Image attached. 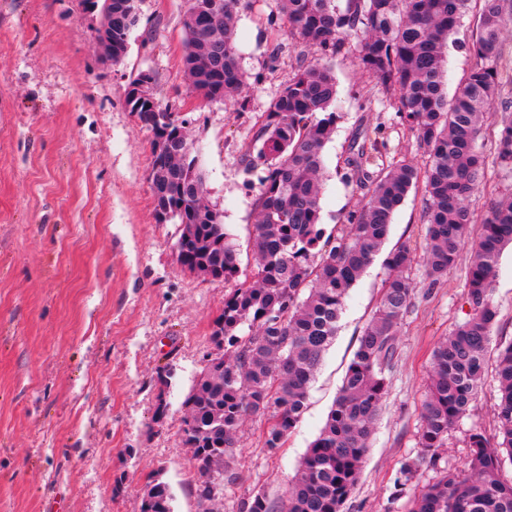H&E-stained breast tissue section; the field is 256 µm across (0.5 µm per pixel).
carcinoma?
Returning <instances> with one entry per match:
<instances>
[{
  "instance_id": "carcinoma-1",
  "label": "carcinoma",
  "mask_w": 512,
  "mask_h": 512,
  "mask_svg": "<svg viewBox=\"0 0 512 512\" xmlns=\"http://www.w3.org/2000/svg\"><path fill=\"white\" fill-rule=\"evenodd\" d=\"M183 18V65L194 90L210 99L245 100L236 49L240 0H189ZM281 16L296 45L320 51L299 59L288 84L258 120L255 141L243 162L262 168L256 199L253 249L256 263L244 282L224 295V310L211 333L223 356L205 364L184 400L185 442L193 448L200 501L233 474L225 471L244 421L266 423L264 446L282 447L306 408L311 383L333 343L349 290L379 254L396 209L408 192H424L425 247L422 277H447L475 224L469 199L483 186L489 155L479 140L490 119L499 127L495 161L512 166V99L504 84L502 33L512 18V0H279ZM478 24L470 51L473 66L453 96L442 82L450 36L470 4ZM139 20L136 0H112V62L128 52ZM358 38L360 68L378 92L394 96L400 120L428 156L382 164V127L353 142L341 178L363 191L341 234H326L321 222L323 150L336 128L337 85L331 58L346 37ZM500 111L490 112L494 100ZM155 136L168 135L166 157L152 162L158 214L175 212L178 262L230 282L242 274L223 216L203 200L205 179L187 120L159 104L126 95ZM512 245V198L488 206L465 271L468 317L433 350L428 393L421 404L419 457L393 481L391 501L408 497L405 512H512V340L497 356L498 435L469 434L467 473L438 467V449L464 417L482 385L488 344L497 322L493 284L501 251ZM414 249L403 244L383 261L385 276L375 310L358 339L339 394L317 438L307 448L285 502L277 506L257 493L239 512H344L361 473L383 409L389 375L398 357V334L410 308ZM252 334H241L243 327ZM436 476L410 492L421 464ZM167 485L155 482L143 494L141 512H171Z\"/></svg>"
}]
</instances>
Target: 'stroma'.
<instances>
[{
	"mask_svg": "<svg viewBox=\"0 0 512 512\" xmlns=\"http://www.w3.org/2000/svg\"><path fill=\"white\" fill-rule=\"evenodd\" d=\"M186 0H141L128 54L103 61L95 17L81 0H0V512H140L149 481L168 485L171 512H201L183 402L209 353L229 287L189 273L176 260L179 228L159 222L148 172L152 134L125 103L132 76L151 72L161 106L185 114L205 174L204 201L221 212L242 268L253 263L258 172L241 156L255 122L293 75L299 49L278 0H241L237 48L247 77L245 104L205 101L182 63ZM466 15L448 40L447 92L473 65ZM282 53L276 65L268 55ZM342 117L324 149L322 224L337 233L362 193L339 172L352 140L382 126L394 159L425 164L416 136L383 102L353 44L332 58ZM512 197V168L490 164L469 201L483 220L490 199ZM423 195L411 190L395 211L386 248H421ZM462 250L447 279L417 280L398 335L383 412L347 512H404L390 490L417 459L421 404L432 351L468 312ZM384 269L374 261L350 289L336 340L307 407L282 448L263 445V423L247 421L219 486L213 512H239L255 493L285 499L301 458L319 434L375 305ZM493 341L512 339V248L494 283ZM169 369L166 389L156 375ZM495 373L486 369L469 413L448 432L439 464L466 470L473 429L495 437ZM164 417H157L159 398Z\"/></svg>",
	"mask_w": 512,
	"mask_h": 512,
	"instance_id": "35a3bbf8",
	"label": "stroma"
}]
</instances>
